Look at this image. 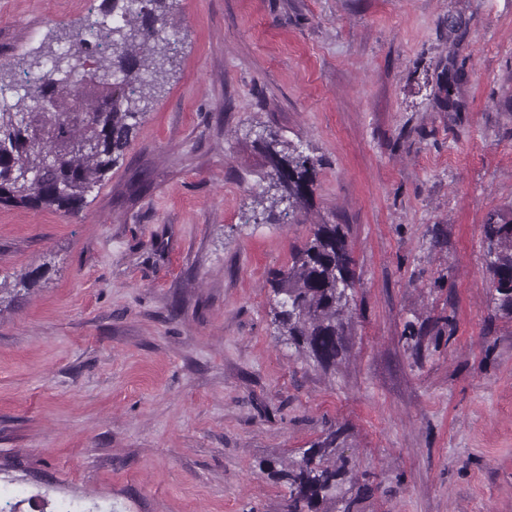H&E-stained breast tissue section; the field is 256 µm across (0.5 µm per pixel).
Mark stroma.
Wrapping results in <instances>:
<instances>
[{
    "instance_id": "stroma-1",
    "label": "stroma",
    "mask_w": 512,
    "mask_h": 512,
    "mask_svg": "<svg viewBox=\"0 0 512 512\" xmlns=\"http://www.w3.org/2000/svg\"><path fill=\"white\" fill-rule=\"evenodd\" d=\"M112 0H0V77ZM175 68L75 211L0 206V512H288L259 470L337 428L358 512H512V0H173ZM459 109L435 100L453 71ZM306 207L265 198L262 130ZM341 225L346 361L281 342L268 280ZM420 328L422 347L404 341ZM260 140L273 162L270 188L280 192L274 195L277 197L275 199L288 201V210L300 206L312 194L311 188L316 178L313 161L303 151H296L295 155L283 154L277 149L279 142L272 132L262 131ZM485 263L491 276L496 308L512 318V223L492 217L483 226Z\"/></svg>"
}]
</instances>
